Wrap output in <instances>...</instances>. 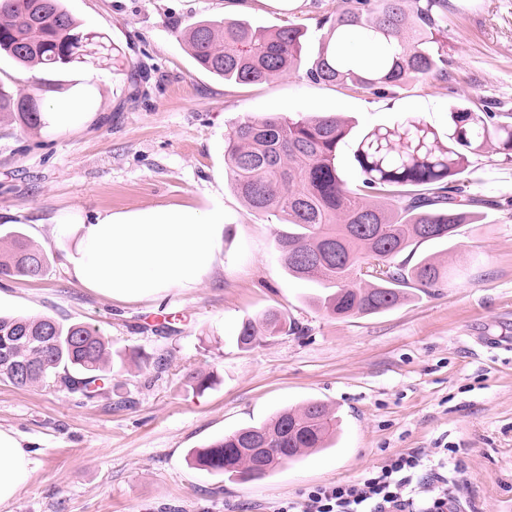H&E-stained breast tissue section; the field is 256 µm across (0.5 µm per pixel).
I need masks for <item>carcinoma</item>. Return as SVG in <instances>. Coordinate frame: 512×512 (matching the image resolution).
Wrapping results in <instances>:
<instances>
[{
	"instance_id": "1",
	"label": "carcinoma",
	"mask_w": 512,
	"mask_h": 512,
	"mask_svg": "<svg viewBox=\"0 0 512 512\" xmlns=\"http://www.w3.org/2000/svg\"><path fill=\"white\" fill-rule=\"evenodd\" d=\"M315 24L324 38L308 60L302 55L304 27L291 21L267 28L198 20L180 38L202 70L234 85L263 84L302 66L312 82L372 94L420 78H448V0H339ZM77 29L61 0H0V52L25 68L64 71L120 54L103 37ZM349 32L377 49L373 62L348 60L342 36ZM13 122L37 131L46 124L45 112L38 97L0 83V124ZM350 131L333 113L288 120L268 114L244 118L225 137L235 190L254 211L288 224L278 241L288 274L315 286L313 302L336 318L388 311L408 288L442 287L447 266L431 255L411 266L401 254L416 243L445 242L461 225L478 221L471 208L483 200L466 193L459 179L468 167L465 152L491 145L512 162V117H482L458 106L443 137L417 117L364 132L354 151L360 179L352 184L338 163ZM372 263L380 276L362 273ZM46 264L45 253L19 233L0 242L1 276L35 278ZM297 330L296 321L269 312L259 324L243 321L237 342L251 348ZM45 334L53 345L28 340ZM2 352L30 364L19 379L0 366V379L17 387L50 381L86 399L112 392L110 342L88 326L0 314ZM337 430L335 412L309 401L224 435L193 451L192 461L230 477L261 479L285 462L333 447ZM257 445L266 449L260 459L246 452Z\"/></svg>"
}]
</instances>
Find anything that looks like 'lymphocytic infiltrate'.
<instances>
[{
  "label": "lymphocytic infiltrate",
  "instance_id": "1",
  "mask_svg": "<svg viewBox=\"0 0 512 512\" xmlns=\"http://www.w3.org/2000/svg\"><path fill=\"white\" fill-rule=\"evenodd\" d=\"M451 508L447 456L411 448L358 480L315 487L278 512H450Z\"/></svg>",
  "mask_w": 512,
  "mask_h": 512
}]
</instances>
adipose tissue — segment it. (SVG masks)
<instances>
[{
    "label": "adipose tissue",
    "instance_id": "adipose-tissue-1",
    "mask_svg": "<svg viewBox=\"0 0 512 512\" xmlns=\"http://www.w3.org/2000/svg\"><path fill=\"white\" fill-rule=\"evenodd\" d=\"M51 234L64 244L63 265L80 288L110 300L136 301L197 287L218 258L224 208L159 205L55 218ZM33 473L22 440L0 429V504L13 499Z\"/></svg>",
    "mask_w": 512,
    "mask_h": 512
}]
</instances>
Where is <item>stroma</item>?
<instances>
[{
    "label": "stroma",
    "mask_w": 512,
    "mask_h": 512,
    "mask_svg": "<svg viewBox=\"0 0 512 512\" xmlns=\"http://www.w3.org/2000/svg\"><path fill=\"white\" fill-rule=\"evenodd\" d=\"M336 0H63L81 31L125 58L37 73L0 55V82L39 92L44 107L91 98L79 127L0 126V237L24 234L47 256L41 277L0 279V312L90 324L123 359L110 396L87 401L53 387L0 380V429L16 432L35 470L0 512H276L312 488L355 480L409 448L456 449L448 494L458 512H512V163L491 150L464 174L483 198L478 223L449 243L416 245L447 264L448 282L408 290L394 309L335 319L289 276L285 226L235 191L224 139L247 115L337 112L352 123L339 162L356 178L357 135L417 116L446 132L453 107L512 113V0H448V77L387 96L316 84L298 69L257 86L198 68L178 33L206 19L255 26L307 23ZM224 206L222 266L164 299L109 300L76 287L49 226L61 214ZM273 310L299 333L252 349L242 321ZM165 357L164 369L154 361ZM206 377L198 390L193 376ZM319 400L337 411V449L284 463L257 481L197 468L188 452L276 411Z\"/></svg>",
    "instance_id": "35a3bbf8"
}]
</instances>
